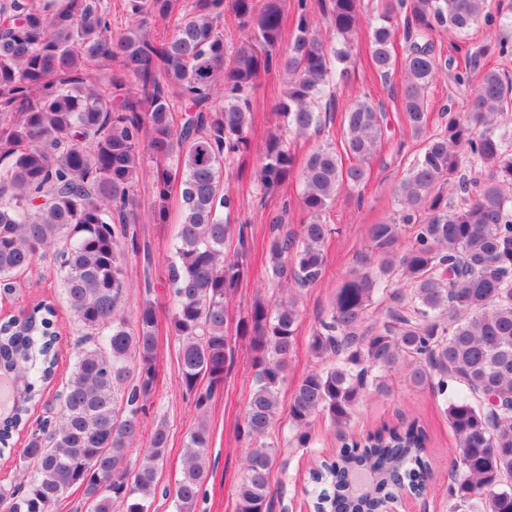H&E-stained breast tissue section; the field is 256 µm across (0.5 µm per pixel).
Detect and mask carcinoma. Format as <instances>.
Segmentation results:
<instances>
[{
	"label": "carcinoma",
	"instance_id": "1",
	"mask_svg": "<svg viewBox=\"0 0 512 512\" xmlns=\"http://www.w3.org/2000/svg\"><path fill=\"white\" fill-rule=\"evenodd\" d=\"M361 0H329L321 38L308 0H298L295 34L285 51L283 0H232L242 38H224V0H121L127 26L112 32L108 0H0V291L47 252L59 250L61 283L74 321L86 330L60 394L59 413L30 430L21 462L35 470L23 484L0 489L6 512H50L80 488L88 512H150L157 471L166 460L168 426L151 429L140 461L127 457L143 435L142 414L157 375V310L139 307L134 325L120 314L127 288L126 250L136 249V187L155 159L152 177L166 203L176 193L180 227L168 269L171 324L178 340L180 380L198 394L201 409L222 387L232 349L226 302L248 275V248L224 254L233 200L224 187L226 165L251 150V95L277 67L286 79L277 111L296 136L325 133L316 100L350 80L351 40L361 23ZM369 31V53L381 82L403 78L405 123L424 150L401 180L398 216L369 229L380 263L359 269L338 286L334 305L311 336L318 359L290 401L294 438L311 442L309 426L328 418L341 432L336 460L311 472L317 497L336 512H375L403 481L426 488L431 476L429 434L417 420L384 426L364 439L344 435L360 392L386 390L383 373L401 365L410 379L440 397L457 440L448 496L454 512H512V134L501 114L512 112V76L480 65L512 56L502 36L467 44L464 62L482 66L461 112L427 134L428 87L452 65L436 51L441 31L465 34L482 25L512 28V11L488 0H381ZM402 25V58L391 52ZM108 84L97 80L99 67ZM180 119H174L175 113ZM382 104L368 96L344 111L343 143H317L302 171L299 204L309 216L300 232L285 227L288 204L270 216L278 234L269 276L297 288L323 275L326 213L343 189L360 186L387 128ZM465 166L483 179L453 182ZM295 155L282 135L266 139L254 171L273 194L292 180ZM413 224L408 245L399 225ZM409 298L391 293L384 320L366 326L375 300L393 281ZM52 307L40 304L0 323V374L19 384L11 411L0 415V445L27 424L30 406L55 374L58 340ZM300 312L291 297L255 302L235 335L249 339L255 384L240 436L248 442L237 484L236 512H271L275 448L265 442L287 379ZM137 363L124 407L116 383ZM207 379L206 393H198ZM210 431L189 434L172 498L176 512H194L209 474Z\"/></svg>",
	"mask_w": 512,
	"mask_h": 512
}]
</instances>
